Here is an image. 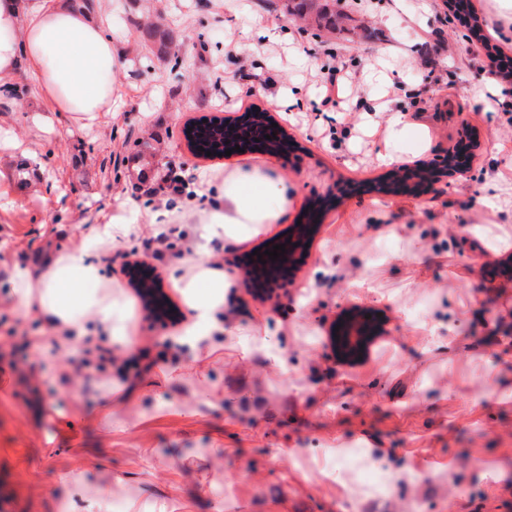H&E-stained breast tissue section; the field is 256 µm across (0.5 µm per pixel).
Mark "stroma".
I'll return each mask as SVG.
<instances>
[{
	"label": "stroma",
	"mask_w": 512,
	"mask_h": 512,
	"mask_svg": "<svg viewBox=\"0 0 512 512\" xmlns=\"http://www.w3.org/2000/svg\"><path fill=\"white\" fill-rule=\"evenodd\" d=\"M495 44L512 48V8L474 0ZM106 34L124 54L114 75L112 113L94 126L40 123L43 102L17 74L13 99L0 101V166L26 167L25 191L0 183V512H89L97 486L112 488L100 512H512V364L500 337H512V276L487 265L512 254V85L485 52L471 54L468 28L447 0H317L299 21L283 0H94ZM164 40L146 37L149 25ZM278 39L257 42L263 29ZM352 76L340 90V122L319 111L328 69ZM285 88L301 90L303 110L276 111ZM271 111L297 144L274 158L291 203L279 223L222 248L240 301L242 328L269 330L288 355L280 374L248 339L213 337L206 383L170 380L191 362L182 344L193 313L175 285L198 257L201 214L179 203L167 177L200 182L241 163V155L192 154L186 125L204 116ZM411 127L398 164L442 163L466 128L481 146L462 175L428 193H357L325 210L322 226L287 295L261 301L240 283L235 257L260 248L301 219L336 181L384 176L394 110ZM142 206L129 237L104 245L107 280L122 290L133 344L113 342L89 322L118 361L137 364L120 379L117 363L76 373L39 357L32 340L51 338L38 313L21 314L7 281L12 263L43 264L70 251L83 229L108 224L118 203ZM184 224L161 257L152 209ZM407 225L405 244L386 236ZM150 261L177 325L146 317L125 274ZM336 273L324 275V263ZM372 277L376 290L350 283ZM362 306L384 317L386 334L360 364L337 363L329 330L343 310ZM441 319L449 350L430 357L405 344L408 319ZM349 449L336 463L331 448ZM85 472L80 484L67 478Z\"/></svg>",
	"instance_id": "35a3bbf8"
}]
</instances>
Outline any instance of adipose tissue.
Instances as JSON below:
<instances>
[{
    "mask_svg": "<svg viewBox=\"0 0 512 512\" xmlns=\"http://www.w3.org/2000/svg\"><path fill=\"white\" fill-rule=\"evenodd\" d=\"M121 59L95 17L75 9L70 0H0V100L15 94L12 78L25 70L45 103L47 125L66 119L92 126L102 113L111 112L113 74ZM201 194L197 207L205 218L200 232L204 252L218 237L246 242L288 210L287 188L267 160L243 162L219 182L204 180ZM132 228L133 213L121 204L111 223L81 232L76 249L55 257L46 270L11 266L9 282L20 308L38 311L53 331L70 333L62 352L80 343L90 319L107 323L120 344L132 346L131 327L118 313L119 299L99 261L104 244L127 236ZM177 284L194 313L184 344L208 348L213 334L239 333L223 269L198 264Z\"/></svg>",
    "mask_w": 512,
    "mask_h": 512,
    "instance_id": "1",
    "label": "adipose tissue"
}]
</instances>
